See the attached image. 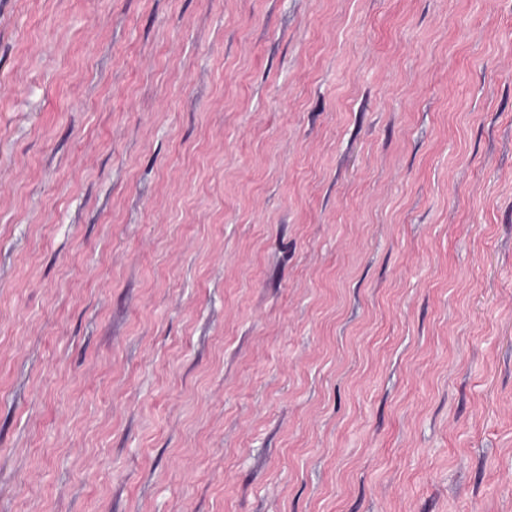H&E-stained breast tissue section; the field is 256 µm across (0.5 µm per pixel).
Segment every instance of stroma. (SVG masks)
<instances>
[{
    "instance_id": "1",
    "label": "stroma",
    "mask_w": 512,
    "mask_h": 512,
    "mask_svg": "<svg viewBox=\"0 0 512 512\" xmlns=\"http://www.w3.org/2000/svg\"><path fill=\"white\" fill-rule=\"evenodd\" d=\"M0 512H512V0H0Z\"/></svg>"
}]
</instances>
